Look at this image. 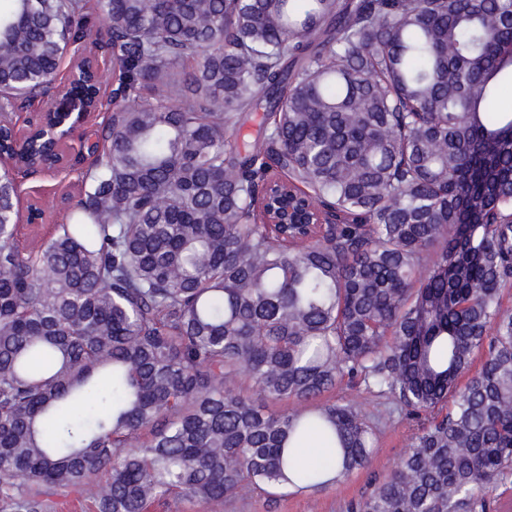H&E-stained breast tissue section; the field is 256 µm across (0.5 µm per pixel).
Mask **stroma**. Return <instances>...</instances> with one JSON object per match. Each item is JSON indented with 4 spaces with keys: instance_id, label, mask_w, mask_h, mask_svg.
<instances>
[{
    "instance_id": "35a3bbf8",
    "label": "stroma",
    "mask_w": 512,
    "mask_h": 512,
    "mask_svg": "<svg viewBox=\"0 0 512 512\" xmlns=\"http://www.w3.org/2000/svg\"><path fill=\"white\" fill-rule=\"evenodd\" d=\"M91 165L84 158L69 175H18L19 209L27 211L33 204L45 209L41 223L20 221L16 243L21 250L39 247L65 223L80 198L77 175ZM391 397L377 392L364 394L362 409L374 426V448L367 467L342 475L335 483L314 492L297 493L280 490L274 495L231 497L225 500L220 512H349L351 503L369 495L375 486L386 480L399 459L410 447L417 424L405 416L395 414Z\"/></svg>"
}]
</instances>
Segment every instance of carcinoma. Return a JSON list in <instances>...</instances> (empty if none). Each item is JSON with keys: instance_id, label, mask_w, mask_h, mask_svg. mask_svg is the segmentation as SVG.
<instances>
[{"instance_id": "obj_1", "label": "carcinoma", "mask_w": 512, "mask_h": 512, "mask_svg": "<svg viewBox=\"0 0 512 512\" xmlns=\"http://www.w3.org/2000/svg\"><path fill=\"white\" fill-rule=\"evenodd\" d=\"M90 14L122 103L34 253L0 164V512L321 489L292 455L368 466L372 387L421 424L350 512H487L512 480V0H4L3 139ZM273 177L338 223H274Z\"/></svg>"}]
</instances>
